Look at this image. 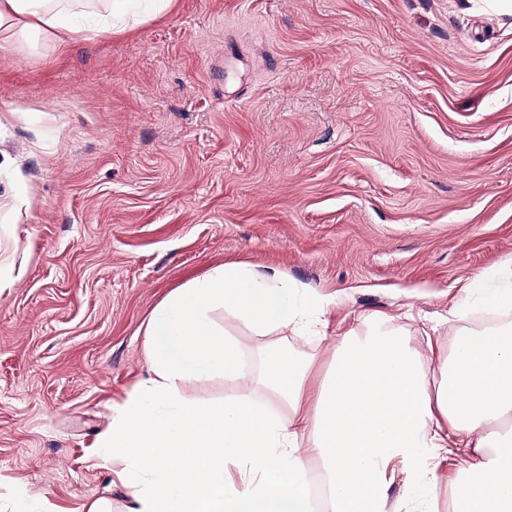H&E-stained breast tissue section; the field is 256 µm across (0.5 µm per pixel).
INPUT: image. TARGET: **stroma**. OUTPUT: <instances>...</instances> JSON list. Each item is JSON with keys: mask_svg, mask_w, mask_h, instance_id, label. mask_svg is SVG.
Listing matches in <instances>:
<instances>
[{"mask_svg": "<svg viewBox=\"0 0 512 512\" xmlns=\"http://www.w3.org/2000/svg\"><path fill=\"white\" fill-rule=\"evenodd\" d=\"M224 263L443 319L512 264V16L485 0H174L129 34L0 50V512L112 487V406L146 323ZM477 454L436 459L438 512Z\"/></svg>", "mask_w": 512, "mask_h": 512, "instance_id": "obj_1", "label": "stroma"}]
</instances>
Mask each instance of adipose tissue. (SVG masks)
<instances>
[{
	"instance_id": "adipose-tissue-1",
	"label": "adipose tissue",
	"mask_w": 512,
	"mask_h": 512,
	"mask_svg": "<svg viewBox=\"0 0 512 512\" xmlns=\"http://www.w3.org/2000/svg\"><path fill=\"white\" fill-rule=\"evenodd\" d=\"M170 0H0V49L133 29ZM336 298L246 264L212 268L171 292L146 325L149 378L112 407L102 446L126 512H387V471L432 482L433 458L456 443L480 450L477 478L457 481V512H512V322L461 327L449 358L426 375L390 320L360 317L333 338V366L312 384L311 360L280 336L323 334ZM223 321H216V313ZM266 339L259 370L226 323ZM233 386L201 404L188 385ZM319 461L310 469L309 457ZM236 469L240 482L227 481Z\"/></svg>"
}]
</instances>
